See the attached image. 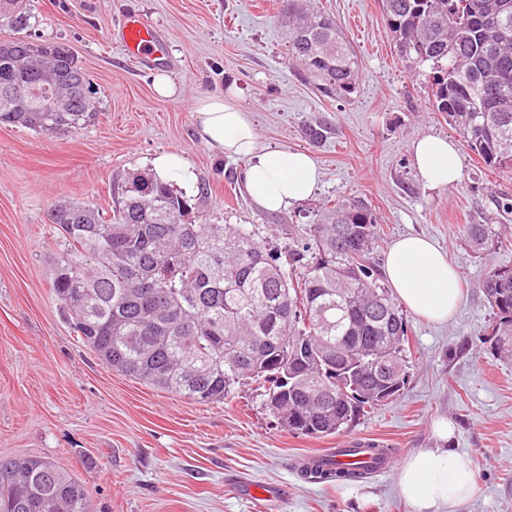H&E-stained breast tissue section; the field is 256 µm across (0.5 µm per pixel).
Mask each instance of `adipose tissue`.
<instances>
[{"instance_id": "1", "label": "adipose tissue", "mask_w": 512, "mask_h": 512, "mask_svg": "<svg viewBox=\"0 0 512 512\" xmlns=\"http://www.w3.org/2000/svg\"><path fill=\"white\" fill-rule=\"evenodd\" d=\"M195 134L207 146L242 160L241 180L254 202L278 211L310 197L319 181L314 158L306 152L262 146L252 120L232 97L196 101ZM412 161L424 185L445 188L460 177L455 142L423 135L411 144ZM388 281L397 298L415 314L447 321L461 301L458 269L431 240L407 236L397 240L386 260ZM399 491L411 512H456L475 489L472 459L451 448H431L403 461Z\"/></svg>"}]
</instances>
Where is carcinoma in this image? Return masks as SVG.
<instances>
[{
  "label": "carcinoma",
  "instance_id": "carcinoma-1",
  "mask_svg": "<svg viewBox=\"0 0 512 512\" xmlns=\"http://www.w3.org/2000/svg\"><path fill=\"white\" fill-rule=\"evenodd\" d=\"M399 56L427 79L429 104L490 168L512 166V0H381ZM288 57L322 96L349 99L359 62L335 18L311 0L279 14ZM31 25L25 0H0V25ZM96 111L70 49L25 37L0 42V125L72 133ZM98 207L62 201L47 212L63 248L51 289L73 332L105 364L200 403L237 384L260 385L290 432L326 437L404 386L408 325L382 283L372 204L347 197L322 208L288 259L239 224H200L190 200L154 174ZM488 253L512 242L495 224H465ZM497 353L512 359V267L485 283ZM304 477H354L338 459ZM0 512H91L83 482L53 461L0 456Z\"/></svg>",
  "mask_w": 512,
  "mask_h": 512
}]
</instances>
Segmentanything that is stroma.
<instances>
[{
  "label": "stroma",
  "mask_w": 512,
  "mask_h": 512,
  "mask_svg": "<svg viewBox=\"0 0 512 512\" xmlns=\"http://www.w3.org/2000/svg\"><path fill=\"white\" fill-rule=\"evenodd\" d=\"M28 39L62 43L84 69L97 99L94 121L46 135L0 126V456L47 457L85 483L93 512H410L397 466L439 447L436 421L455 426L452 448L469 455L476 490L459 512H512V362L484 335L482 281L488 263L512 266V248L484 256L460 234L465 224L512 217L496 203L512 198V168H487L453 126L430 110L423 78L394 50L380 0H316L354 45L360 70L348 100L322 97L288 62L275 21L276 0H29ZM140 15L164 54L130 61L119 23ZM178 86L157 98L152 78ZM236 89L259 141L312 154L314 194L287 209L256 206L239 179L241 161L195 135V102ZM326 123L328 138L305 140ZM423 134L460 144L461 177L427 188L410 145ZM181 154L193 183L169 176L196 203L203 223L243 224L260 244L287 251L321 209L360 196L371 201L385 246L408 234L433 239L458 268L462 302L448 321L408 314V369L393 400L347 430L321 439L288 432L254 386H235L222 402L201 404L113 371L74 335L55 301L49 273L61 247L48 209L66 197L111 215L113 188L153 169L162 153ZM388 449L393 471L342 485L308 483L297 468L309 456L352 445ZM89 458L86 469L81 459ZM283 490L281 502L240 495L239 485Z\"/></svg>",
  "instance_id": "stroma-1"
}]
</instances>
